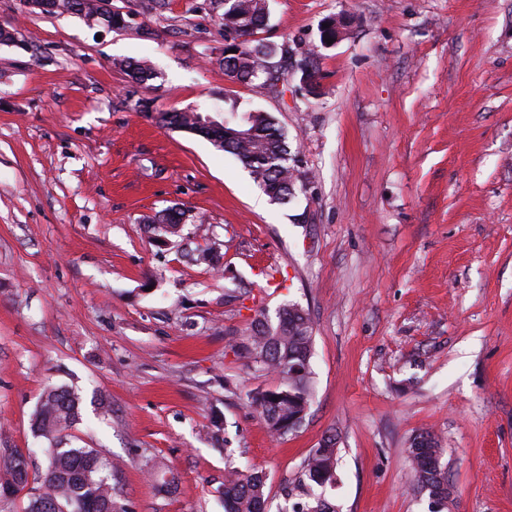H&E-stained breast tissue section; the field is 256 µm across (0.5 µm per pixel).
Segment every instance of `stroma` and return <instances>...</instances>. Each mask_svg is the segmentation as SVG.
I'll list each match as a JSON object with an SVG mask.
<instances>
[{"instance_id":"obj_1","label":"stroma","mask_w":512,"mask_h":512,"mask_svg":"<svg viewBox=\"0 0 512 512\" xmlns=\"http://www.w3.org/2000/svg\"><path fill=\"white\" fill-rule=\"evenodd\" d=\"M148 2L112 0L111 30L0 0V448L41 472L32 413L63 386L127 512H224L231 466L289 512L330 434L338 512H430L407 460L428 430L444 512H512V0H268L258 38L316 58L313 94L297 68L274 94L226 78L211 0ZM142 59L146 85L121 67ZM234 102L285 128L290 203L156 120ZM171 207L185 235L163 245L149 219ZM288 303L313 324V399L277 440L248 395L280 379L229 343Z\"/></svg>"}]
</instances>
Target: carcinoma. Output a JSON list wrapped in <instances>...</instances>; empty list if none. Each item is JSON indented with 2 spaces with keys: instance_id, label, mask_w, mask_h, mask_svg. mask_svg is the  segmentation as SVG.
Returning <instances> with one entry per match:
<instances>
[{
  "instance_id": "cac0c4a2",
  "label": "carcinoma",
  "mask_w": 512,
  "mask_h": 512,
  "mask_svg": "<svg viewBox=\"0 0 512 512\" xmlns=\"http://www.w3.org/2000/svg\"><path fill=\"white\" fill-rule=\"evenodd\" d=\"M48 2L47 12L78 14L89 25L122 29L127 24L124 15L107 13L105 0ZM213 10L220 24L234 30L239 38V42L224 47L222 65L226 76L259 93L273 91L278 83L288 81L283 48L253 39L266 25L265 0H213ZM124 68L138 84L154 78L152 66L145 61H127ZM235 112L232 108L224 116ZM238 118L254 131L253 135L226 139L222 130L206 127L204 117L195 111L167 112L161 122L189 128L217 150L237 157L253 180L264 187L271 202L287 203L293 196L296 178L286 133L266 112H240ZM155 220L161 222L158 237L177 236L183 213L169 209L166 215L155 216ZM312 333L308 313L293 303L279 310L275 325L257 315L246 337L230 344L238 359L282 378V385L249 395L250 406L278 439L300 428L307 415L312 399ZM79 406V397L65 387H50L41 396L32 427L35 435L48 444V464L38 475L37 485H29V464L23 454L15 448H0V489L10 494L26 491L24 512H126L117 501V488L112 483L119 469L94 448L62 443L63 433L79 419ZM407 452L415 489L428 495L434 512H442L448 502L449 483L437 439L428 431L420 432ZM337 460L336 435L330 434L310 451L297 483L285 488L287 496L299 497L292 512H335L321 489L335 481ZM265 487V476L258 471L228 470L222 492L224 512H265Z\"/></svg>"
}]
</instances>
